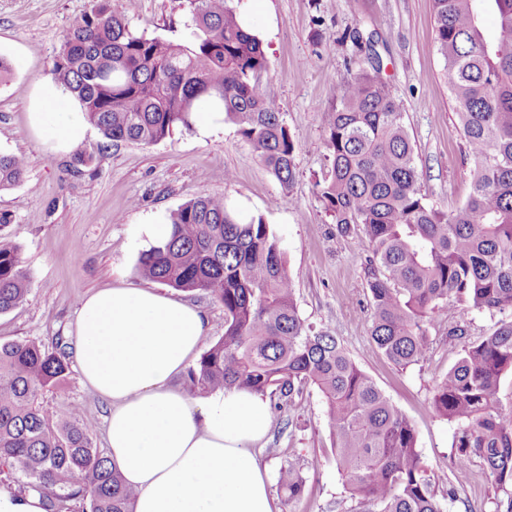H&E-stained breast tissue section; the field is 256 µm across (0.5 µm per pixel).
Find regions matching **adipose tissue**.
<instances>
[{
    "label": "adipose tissue",
    "mask_w": 512,
    "mask_h": 512,
    "mask_svg": "<svg viewBox=\"0 0 512 512\" xmlns=\"http://www.w3.org/2000/svg\"><path fill=\"white\" fill-rule=\"evenodd\" d=\"M56 152L81 144L82 112L41 89L29 114ZM203 313L152 288L116 286L84 298L72 330L81 383L110 404L112 463L137 492L134 512H279L251 447L267 434L265 400L245 391L191 399L172 381L199 349Z\"/></svg>",
    "instance_id": "adipose-tissue-1"
}]
</instances>
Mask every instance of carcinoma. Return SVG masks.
<instances>
[{"label":"carcinoma","instance_id":"cac0c4a2","mask_svg":"<svg viewBox=\"0 0 512 512\" xmlns=\"http://www.w3.org/2000/svg\"><path fill=\"white\" fill-rule=\"evenodd\" d=\"M493 4L497 33L485 39L479 6ZM191 35L182 43L134 33L112 0H91L64 34L52 74L106 144L155 145L189 129L202 98L265 161L280 185H292L297 147L268 97L263 42L238 21L230 0H192ZM432 45L443 60L464 145L472 158L471 190L445 211L422 192L403 113L379 77L373 37L371 70L347 77L323 113L330 169L319 196L342 235L366 238L370 336L392 364L427 358L429 325L460 305L450 336L473 313L512 310V0H432ZM24 155L0 153V190L23 183ZM162 246L141 253L137 274L181 291H201L224 307V336L185 379L189 393L243 390L292 404L306 386L327 404L336 467L367 512H446L427 476L411 420L326 329L299 314L279 239L262 219L237 220L222 195L200 194L174 210ZM28 273L20 248L0 243V314L24 303ZM512 373V320L467 343L436 383L434 413L457 424L454 481H465L478 456L499 488H512V403L500 399ZM58 348L0 342V464L41 494L46 512L82 500L86 512H134L135 491L92 442L94 424L77 407L65 417L40 398L69 375ZM288 462L277 487L288 500L305 491V470Z\"/></svg>","mask_w":512,"mask_h":512}]
</instances>
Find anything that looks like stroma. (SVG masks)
Wrapping results in <instances>:
<instances>
[{
    "label": "stroma",
    "instance_id": "1",
    "mask_svg": "<svg viewBox=\"0 0 512 512\" xmlns=\"http://www.w3.org/2000/svg\"><path fill=\"white\" fill-rule=\"evenodd\" d=\"M139 34L180 42L189 35L191 0H112ZM89 0H0V56L12 66L0 84V152L29 160L20 186L0 191V241L21 248L31 279L26 302L0 314V341L61 343L73 357L70 331L80 302L112 286H144L136 273L146 238L140 224L165 223L169 213L193 195H224L243 220L262 219L277 235L294 282L302 318L338 336L356 363L413 422L428 475L440 479L437 495L447 512H497L507 495L481 459L455 498H448L457 426L431 408L436 381L458 359L462 343L448 326L430 327L434 343L424 361L402 369L373 343L367 321L365 239L340 235L325 212L318 181L326 171L327 133L322 114L335 104L348 73L369 68L366 51L345 33L373 35L382 57V76L398 99L414 145L420 183L429 200L455 209L468 196L472 159L448 88L443 60L431 47V0H254L250 25L262 39L269 69L267 91L282 112L298 146L296 178L282 189L265 163L228 120L209 131L177 130L152 146L124 143L103 148L89 127L79 151L57 154L37 141L29 126L32 99L53 82L52 61L73 21ZM202 309V347L224 334V308L202 292L165 288ZM45 406L67 413L79 405L95 425L94 444L106 449V399L85 387L78 373L42 397ZM326 404L315 388L270 418L255 454L269 477L282 464L320 457L307 471L300 499L275 500L280 512H362L336 468Z\"/></svg>",
    "mask_w": 512,
    "mask_h": 512
}]
</instances>
